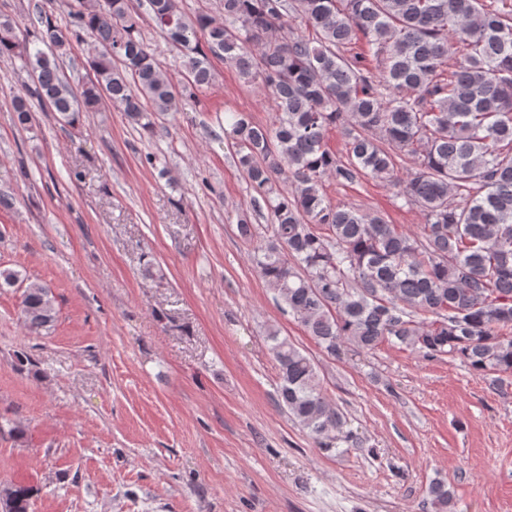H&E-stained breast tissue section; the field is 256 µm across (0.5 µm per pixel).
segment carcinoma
Wrapping results in <instances>:
<instances>
[{
    "label": "carcinoma",
    "mask_w": 512,
    "mask_h": 512,
    "mask_svg": "<svg viewBox=\"0 0 512 512\" xmlns=\"http://www.w3.org/2000/svg\"><path fill=\"white\" fill-rule=\"evenodd\" d=\"M492 2L223 0L218 21L185 16L177 0H141L182 53L187 79L179 86L148 52L132 0H69L64 27L36 3L32 32L0 14V57L20 59L31 79L13 95L21 125L33 120V99L72 127L107 100L151 133L155 119L213 84L212 55L244 81L261 80L275 100L274 121L261 126L234 113L224 138L270 215L272 235L253 249L268 287L333 356L345 344L368 351L390 340L426 357L458 356L500 387L512 373V0ZM293 14L305 31L288 27ZM84 31L98 43L94 77L74 85L63 56ZM338 125L346 163L326 143ZM405 156L418 168L400 178ZM361 175L419 207L422 234L322 193L329 177ZM21 316L31 333L50 328L51 292L29 283ZM268 340L279 403L320 445L354 440L311 357L277 331ZM30 494L20 483L0 484V512H28ZM429 494L437 512H452L444 483Z\"/></svg>",
    "instance_id": "cac0c4a2"
}]
</instances>
